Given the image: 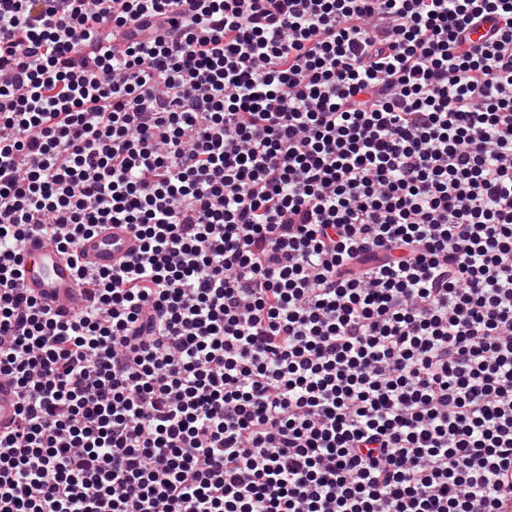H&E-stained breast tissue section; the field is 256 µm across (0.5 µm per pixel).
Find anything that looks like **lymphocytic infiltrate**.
Instances as JSON below:
<instances>
[{
    "instance_id": "f902f5d3",
    "label": "lymphocytic infiltrate",
    "mask_w": 512,
    "mask_h": 512,
    "mask_svg": "<svg viewBox=\"0 0 512 512\" xmlns=\"http://www.w3.org/2000/svg\"><path fill=\"white\" fill-rule=\"evenodd\" d=\"M0 377V512H512V0H0ZM139 242L126 224H102L94 234L82 238L78 253L86 269H111L131 256ZM25 288L43 305L66 318L78 316L84 309V294L75 287V276L56 245L31 235L22 246ZM17 409V390L12 383L0 378V427L16 419Z\"/></svg>"
}]
</instances>
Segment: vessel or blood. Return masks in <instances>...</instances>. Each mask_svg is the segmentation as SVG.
<instances>
[{"instance_id": "vessel-or-blood-1", "label": "vessel or blood", "mask_w": 512, "mask_h": 512, "mask_svg": "<svg viewBox=\"0 0 512 512\" xmlns=\"http://www.w3.org/2000/svg\"><path fill=\"white\" fill-rule=\"evenodd\" d=\"M132 229L124 224H104L82 238L77 250L91 271L104 270L123 262L138 248ZM24 284L43 305L64 317L78 316L84 309V294L75 286V276L56 245L40 236L26 238L22 246ZM18 396L14 385L0 378V427L16 417Z\"/></svg>"}]
</instances>
